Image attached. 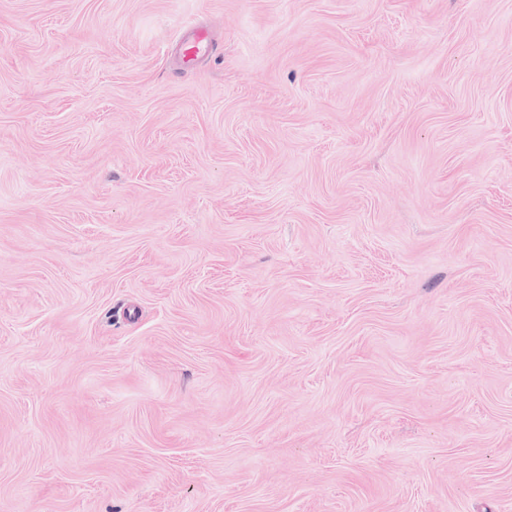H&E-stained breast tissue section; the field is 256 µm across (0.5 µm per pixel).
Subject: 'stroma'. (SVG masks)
Here are the masks:
<instances>
[{
	"mask_svg": "<svg viewBox=\"0 0 512 512\" xmlns=\"http://www.w3.org/2000/svg\"><path fill=\"white\" fill-rule=\"evenodd\" d=\"M0 512H512V0H0Z\"/></svg>",
	"mask_w": 512,
	"mask_h": 512,
	"instance_id": "stroma-1",
	"label": "stroma"
}]
</instances>
